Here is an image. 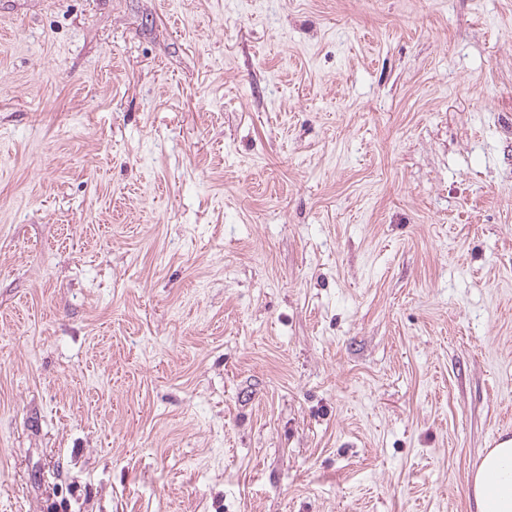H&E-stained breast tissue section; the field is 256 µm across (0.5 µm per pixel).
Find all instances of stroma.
<instances>
[{
  "instance_id": "obj_1",
  "label": "stroma",
  "mask_w": 512,
  "mask_h": 512,
  "mask_svg": "<svg viewBox=\"0 0 512 512\" xmlns=\"http://www.w3.org/2000/svg\"><path fill=\"white\" fill-rule=\"evenodd\" d=\"M512 436V0H0V512H474Z\"/></svg>"
}]
</instances>
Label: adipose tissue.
Instances as JSON below:
<instances>
[{
  "label": "adipose tissue",
  "mask_w": 512,
  "mask_h": 512,
  "mask_svg": "<svg viewBox=\"0 0 512 512\" xmlns=\"http://www.w3.org/2000/svg\"><path fill=\"white\" fill-rule=\"evenodd\" d=\"M471 485L476 512H512V438L487 451Z\"/></svg>",
  "instance_id": "obj_1"
}]
</instances>
